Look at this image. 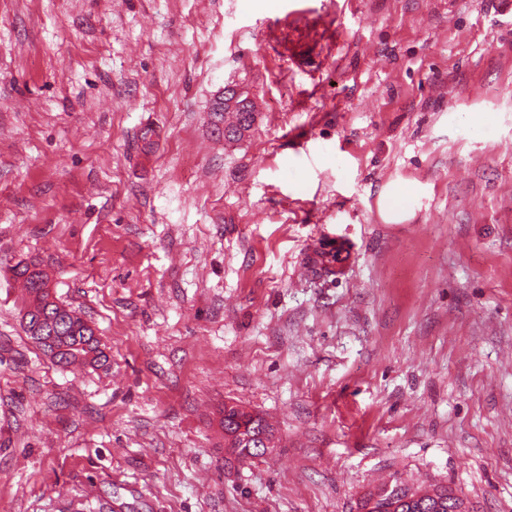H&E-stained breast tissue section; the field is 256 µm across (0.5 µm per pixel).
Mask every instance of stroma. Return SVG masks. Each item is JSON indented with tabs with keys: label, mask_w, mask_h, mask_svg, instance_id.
Segmentation results:
<instances>
[{
	"label": "stroma",
	"mask_w": 512,
	"mask_h": 512,
	"mask_svg": "<svg viewBox=\"0 0 512 512\" xmlns=\"http://www.w3.org/2000/svg\"><path fill=\"white\" fill-rule=\"evenodd\" d=\"M289 3L0 0V512H512V0ZM21 260L108 371L26 335ZM229 89H231L233 97L230 98V95L224 89L221 96L217 99L218 103H221V106L224 108L228 107L229 110L238 109L241 112H245L248 109L247 104L250 102L249 97L245 96V91L236 86ZM241 112L225 110L224 113H219L222 118L224 114V134H232V136L237 134L238 126L241 123ZM224 414V419H226L227 422H232L234 418L246 419L245 424H251V430H267L272 434L274 433L272 425L263 416L245 413L241 411V408L237 405H225ZM399 485L402 484L395 483L390 488H384L374 494L370 493L364 501L363 509L366 512H450L449 510L453 508L455 501L460 499L448 487L439 486L437 487L439 489L438 500L429 499V506L419 508L418 506L412 507L408 504L407 507H396L394 510H391L390 507L401 500L399 494L396 493V487Z\"/></svg>",
	"instance_id": "stroma-1"
}]
</instances>
